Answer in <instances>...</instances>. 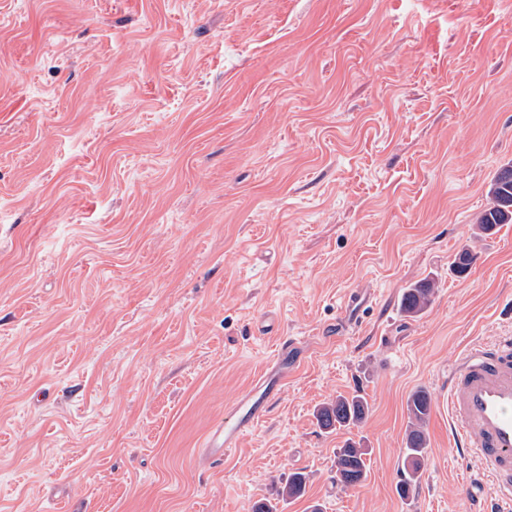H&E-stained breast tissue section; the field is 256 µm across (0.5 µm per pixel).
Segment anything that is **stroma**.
I'll use <instances>...</instances> for the list:
<instances>
[{"label": "stroma", "mask_w": 512, "mask_h": 512, "mask_svg": "<svg viewBox=\"0 0 512 512\" xmlns=\"http://www.w3.org/2000/svg\"><path fill=\"white\" fill-rule=\"evenodd\" d=\"M510 162L512 0H0V512H472L448 371L512 333V224L471 239ZM281 352L274 405L199 456ZM434 288L433 282H424L407 288L401 299L402 312L409 317L425 312L432 302ZM430 410L431 398L423 389L414 392L407 401L408 422L404 438V470L398 486V492L404 498L409 497L420 480L421 468L428 447L425 427ZM355 390L349 395L339 394L323 403L316 411V421L322 430L333 431L359 426L368 414L366 398ZM367 448L349 441L337 448L335 457L336 483L344 488L360 486L367 477Z\"/></svg>", "instance_id": "obj_1"}]
</instances>
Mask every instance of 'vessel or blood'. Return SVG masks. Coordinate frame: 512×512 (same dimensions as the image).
<instances>
[{
    "label": "vessel or blood",
    "mask_w": 512,
    "mask_h": 512,
    "mask_svg": "<svg viewBox=\"0 0 512 512\" xmlns=\"http://www.w3.org/2000/svg\"><path fill=\"white\" fill-rule=\"evenodd\" d=\"M288 376L279 359L232 405L231 417L214 424L202 452L215 462L238 446L263 417ZM448 410L453 443L474 458L472 479L490 490L481 512H512V336L468 348L448 372Z\"/></svg>",
    "instance_id": "b4317fda"
}]
</instances>
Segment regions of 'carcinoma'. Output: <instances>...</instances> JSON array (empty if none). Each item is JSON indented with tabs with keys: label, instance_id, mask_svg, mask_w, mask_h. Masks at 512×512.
<instances>
[{
	"label": "carcinoma",
	"instance_id": "carcinoma-1",
	"mask_svg": "<svg viewBox=\"0 0 512 512\" xmlns=\"http://www.w3.org/2000/svg\"><path fill=\"white\" fill-rule=\"evenodd\" d=\"M489 204L473 224L472 238L482 239L493 234L501 224H512V163L501 167L489 183ZM477 260L472 246H463L454 256L453 273L465 278ZM435 284L424 282L408 288L401 299V310L409 317L422 314L432 302ZM366 398L355 391L349 395L339 394L323 403L316 411L318 426L326 431L351 429L359 426L368 414ZM431 410V398L427 391L414 392L407 401L408 422L405 430L404 470L398 486L402 497L409 496L420 480L428 440L426 424ZM367 449L355 441H349L336 449V483L344 488L361 485L367 477ZM306 476L294 473L279 490L282 498H297L304 494Z\"/></svg>",
	"mask_w": 512,
	"mask_h": 512
}]
</instances>
